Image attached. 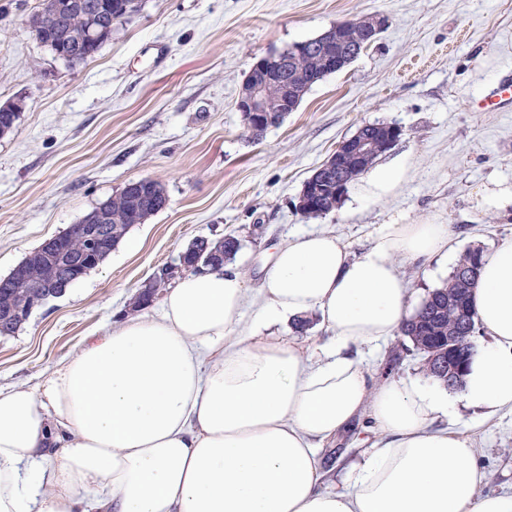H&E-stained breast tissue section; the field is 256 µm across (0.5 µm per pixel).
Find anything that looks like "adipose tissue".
<instances>
[{"mask_svg":"<svg viewBox=\"0 0 512 512\" xmlns=\"http://www.w3.org/2000/svg\"><path fill=\"white\" fill-rule=\"evenodd\" d=\"M455 253L433 220L281 244L257 289L233 265L189 272L156 315L126 317L36 387L0 389V512H512L487 492L475 437L512 413V241L485 256L472 304L484 342L460 398L374 384L354 348L408 318L400 260ZM319 315L312 351L273 336ZM478 409L447 425L457 400ZM369 412L379 436L324 489L321 450Z\"/></svg>","mask_w":512,"mask_h":512,"instance_id":"ef3b65f1","label":"adipose tissue"}]
</instances>
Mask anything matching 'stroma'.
I'll use <instances>...</instances> for the list:
<instances>
[{
    "instance_id": "obj_1",
    "label": "stroma",
    "mask_w": 512,
    "mask_h": 512,
    "mask_svg": "<svg viewBox=\"0 0 512 512\" xmlns=\"http://www.w3.org/2000/svg\"><path fill=\"white\" fill-rule=\"evenodd\" d=\"M37 4L0 0V103L24 102L15 132L0 138V278L129 180L161 179L169 205L0 336L1 387L36 386L133 314L154 271L200 237L237 235L234 264L251 288L275 247L307 231L358 248L372 225L434 220L465 251L512 241V217L476 201L480 188L512 183V104L474 109L512 78V0H141L98 55L73 68L32 35ZM373 13L387 20L374 45L312 86L261 141L244 136L239 92L257 61ZM374 122L402 127L382 160L406 157L405 183L372 201L358 180L337 209L303 217L295 203L312 170ZM456 265L401 261L410 309ZM369 434L363 414L323 449L330 484H341ZM476 442L488 490L511 486L512 415Z\"/></svg>"
}]
</instances>
